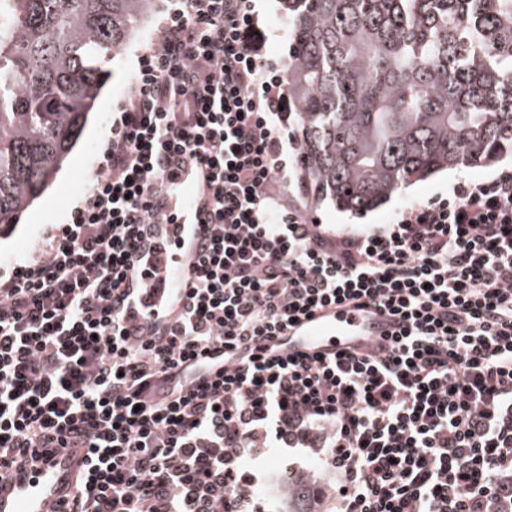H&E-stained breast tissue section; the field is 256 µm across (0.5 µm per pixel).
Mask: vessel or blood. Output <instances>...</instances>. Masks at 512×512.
<instances>
[{"label": "vessel or blood", "instance_id": "1", "mask_svg": "<svg viewBox=\"0 0 512 512\" xmlns=\"http://www.w3.org/2000/svg\"><path fill=\"white\" fill-rule=\"evenodd\" d=\"M158 289L179 287L183 260L179 254L162 260ZM401 330L397 317L372 307L340 305L313 312L279 336L276 355L300 352L334 353L346 348L367 350L385 343ZM86 451L66 448L36 466L13 468L0 475V512H62L76 490Z\"/></svg>", "mask_w": 512, "mask_h": 512}]
</instances>
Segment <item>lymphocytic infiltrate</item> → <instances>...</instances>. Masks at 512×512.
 <instances>
[{
	"label": "lymphocytic infiltrate",
	"instance_id": "1",
	"mask_svg": "<svg viewBox=\"0 0 512 512\" xmlns=\"http://www.w3.org/2000/svg\"><path fill=\"white\" fill-rule=\"evenodd\" d=\"M266 40L256 0H169L66 222L0 264V470L81 444L72 512H262L243 461L278 452L286 481L319 460L334 512H512V168L324 228L284 196L302 154ZM172 246L184 295L134 311ZM345 303L404 329L271 355Z\"/></svg>",
	"mask_w": 512,
	"mask_h": 512
}]
</instances>
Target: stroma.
Masks as SVG:
<instances>
[{
	"label": "stroma",
	"instance_id": "35a3bbf8",
	"mask_svg": "<svg viewBox=\"0 0 512 512\" xmlns=\"http://www.w3.org/2000/svg\"><path fill=\"white\" fill-rule=\"evenodd\" d=\"M258 10L260 24L268 34L263 53L268 60L285 64L291 44V33L281 2L259 0ZM161 16V9H154L138 34L128 41L122 52L114 59L112 72L102 91L97 109L73 149L69 162L51 180L45 193L22 215L19 223L0 234V258L4 261L24 260L34 247L44 226L63 223L71 204L87 187L98 167L97 151L112 124V110L130 90L135 76L136 57L154 42ZM510 167L512 158L507 156L491 165H473L442 172L402 189L394 194L388 203L362 217L337 211L327 204H312L304 195L300 196L299 201L312 217L320 223L329 225L330 229L357 230L369 224L384 223L405 203L447 196L450 187L458 180H477Z\"/></svg>",
	"mask_w": 512,
	"mask_h": 512
}]
</instances>
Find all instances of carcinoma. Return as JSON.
Here are the masks:
<instances>
[{"label":"carcinoma","instance_id":"1","mask_svg":"<svg viewBox=\"0 0 512 512\" xmlns=\"http://www.w3.org/2000/svg\"><path fill=\"white\" fill-rule=\"evenodd\" d=\"M311 200L362 215L438 173L512 156V0H282ZM155 0H0V224L64 166ZM288 483V512H321Z\"/></svg>","mask_w":512,"mask_h":512}]
</instances>
